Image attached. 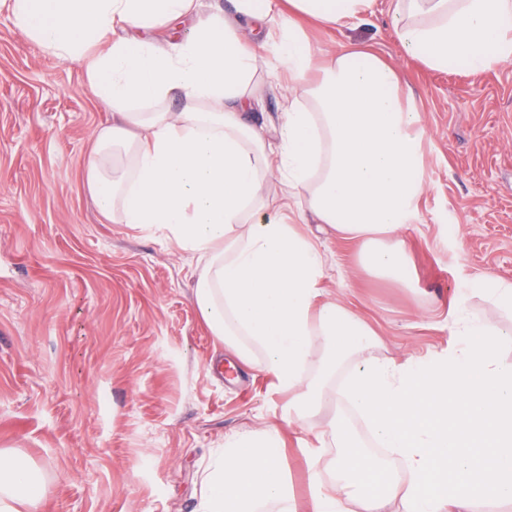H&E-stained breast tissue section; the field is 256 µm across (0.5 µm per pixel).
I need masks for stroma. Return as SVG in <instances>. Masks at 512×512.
Segmentation results:
<instances>
[{
  "instance_id": "stroma-1",
  "label": "stroma",
  "mask_w": 512,
  "mask_h": 512,
  "mask_svg": "<svg viewBox=\"0 0 512 512\" xmlns=\"http://www.w3.org/2000/svg\"><path fill=\"white\" fill-rule=\"evenodd\" d=\"M326 46L372 47L422 111L428 189L406 234L414 287L364 272L322 224V288L383 340L428 356L451 341L453 306L482 275L512 279V65L439 72L404 54L377 0L370 23L313 28ZM112 113L82 68L43 52L0 8V448L45 481L42 512H193L225 435L281 425L282 466L308 494L286 394L235 363L193 299L192 260L98 210L85 182L91 134Z\"/></svg>"
}]
</instances>
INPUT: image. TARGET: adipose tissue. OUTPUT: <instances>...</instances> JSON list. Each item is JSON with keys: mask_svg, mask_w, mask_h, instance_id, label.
<instances>
[{"mask_svg": "<svg viewBox=\"0 0 512 512\" xmlns=\"http://www.w3.org/2000/svg\"><path fill=\"white\" fill-rule=\"evenodd\" d=\"M375 0H9L30 40L79 64L110 124L93 132L86 182L100 211L161 235L196 263L194 302L212 336L288 395V420L313 433L309 496L299 506L273 424L225 437L203 471L194 512H477L512 503V279L468 284L453 343L429 357L374 356L375 330L324 298L325 258L298 224H325L359 248L361 268L407 283L404 234L426 191L425 127L412 89L375 50H323L300 18L338 30L369 22ZM413 60L480 73L512 63V0H389ZM188 25L176 42L153 31ZM287 74L276 139L247 119L263 110L258 73ZM296 223L268 214L271 179ZM484 302L493 322L471 308ZM320 360H313V353ZM339 411L317 420L328 398ZM399 458L392 476L364 450ZM337 452H330V445ZM42 475L0 449V512H41Z\"/></svg>", "mask_w": 512, "mask_h": 512, "instance_id": "adipose-tissue-1", "label": "adipose tissue"}]
</instances>
